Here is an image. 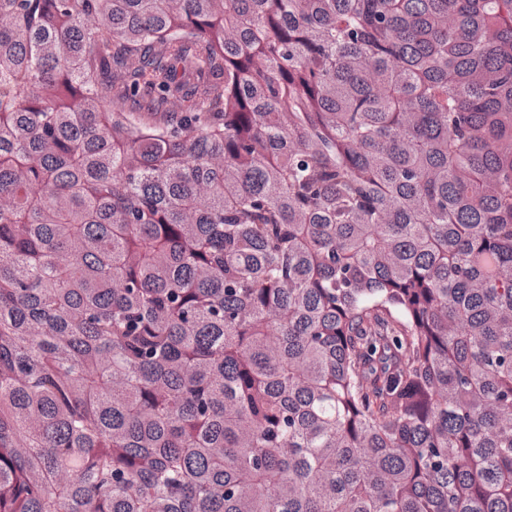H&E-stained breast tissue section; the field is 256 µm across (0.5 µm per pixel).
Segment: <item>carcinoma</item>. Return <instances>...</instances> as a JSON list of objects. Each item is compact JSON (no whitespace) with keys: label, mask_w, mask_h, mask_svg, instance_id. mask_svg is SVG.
<instances>
[{"label":"carcinoma","mask_w":512,"mask_h":512,"mask_svg":"<svg viewBox=\"0 0 512 512\" xmlns=\"http://www.w3.org/2000/svg\"><path fill=\"white\" fill-rule=\"evenodd\" d=\"M0 512H512V0H0Z\"/></svg>","instance_id":"1"}]
</instances>
